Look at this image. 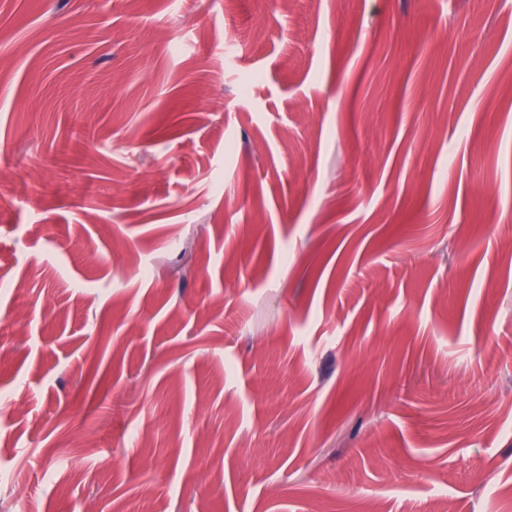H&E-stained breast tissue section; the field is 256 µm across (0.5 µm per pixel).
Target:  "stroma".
Listing matches in <instances>:
<instances>
[{"mask_svg": "<svg viewBox=\"0 0 512 512\" xmlns=\"http://www.w3.org/2000/svg\"><path fill=\"white\" fill-rule=\"evenodd\" d=\"M1 395L0 512H512V0H0Z\"/></svg>", "mask_w": 512, "mask_h": 512, "instance_id": "stroma-1", "label": "stroma"}]
</instances>
